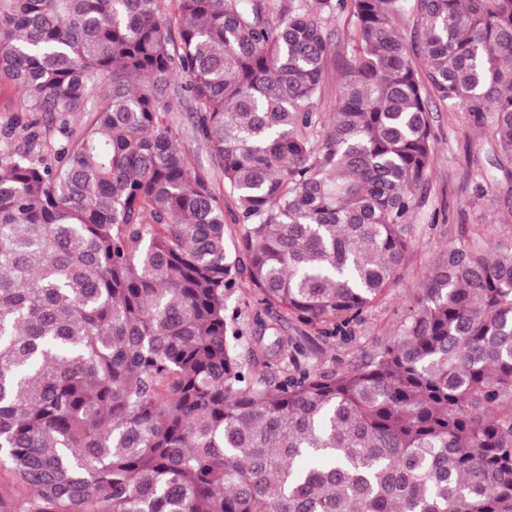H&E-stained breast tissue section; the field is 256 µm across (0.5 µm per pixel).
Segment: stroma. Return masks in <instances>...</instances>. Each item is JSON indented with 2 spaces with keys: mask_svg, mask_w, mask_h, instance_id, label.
I'll use <instances>...</instances> for the list:
<instances>
[{
  "mask_svg": "<svg viewBox=\"0 0 512 512\" xmlns=\"http://www.w3.org/2000/svg\"><path fill=\"white\" fill-rule=\"evenodd\" d=\"M328 33L333 53L327 61L319 101V110L326 116L333 112L339 93L337 53L349 37L346 18H332ZM180 85V80H173L163 96L171 106L169 124L184 145L193 169L208 180L216 194H223L224 175L194 127L191 104L180 95ZM430 111L435 156L428 200L412 219L414 237L399 282L383 301L369 308L361 323L330 338L315 335L294 322H278L270 315L256 316L247 288H238L229 298L228 308L238 317L244 348L254 347L267 327L273 325L279 335L297 339L306 360L348 362L353 349L398 335L401 314L413 299L419 277L436 252L456 242L459 225L483 224L488 226L494 240H512V216L503 205V186L486 185L481 179L486 165L491 114L477 115L463 108L451 111L435 100L430 103ZM26 128L36 132L37 145L43 154H55L65 142L58 127L48 126L44 116L28 111L19 91L10 83L0 81V145H20V134Z\"/></svg>",
  "mask_w": 512,
  "mask_h": 512,
  "instance_id": "35a3bbf8",
  "label": "stroma"
}]
</instances>
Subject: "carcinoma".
Returning a JSON list of instances; mask_svg holds the SVG:
<instances>
[{
  "label": "carcinoma",
  "mask_w": 512,
  "mask_h": 512,
  "mask_svg": "<svg viewBox=\"0 0 512 512\" xmlns=\"http://www.w3.org/2000/svg\"><path fill=\"white\" fill-rule=\"evenodd\" d=\"M406 2L3 0L0 79L92 118L52 159L0 149V512H512L511 242L460 225L399 335L347 364L245 354L228 315L241 273L257 315L319 336L388 295L434 98L493 113L512 210V0H412V42ZM180 75L232 251L167 122ZM328 33L332 54L326 66V78L323 85L322 96L319 101V111L323 117H328L334 111L339 89L337 84L338 51H342L349 37V28L345 16L332 18L328 23Z\"/></svg>",
  "instance_id": "cac0c4a2"
}]
</instances>
